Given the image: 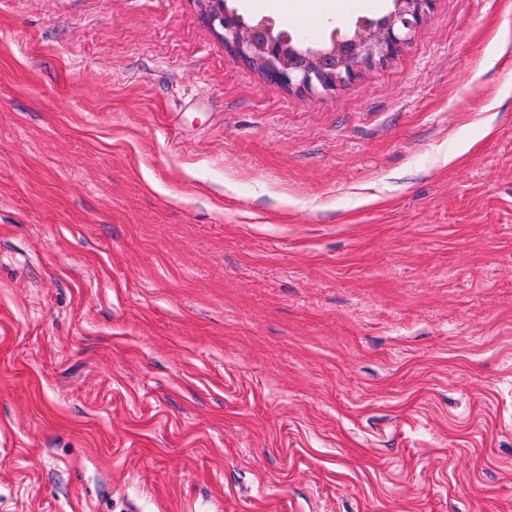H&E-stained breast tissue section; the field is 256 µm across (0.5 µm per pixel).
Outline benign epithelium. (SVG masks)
Masks as SVG:
<instances>
[{
  "label": "benign epithelium",
  "instance_id": "1",
  "mask_svg": "<svg viewBox=\"0 0 512 512\" xmlns=\"http://www.w3.org/2000/svg\"><path fill=\"white\" fill-rule=\"evenodd\" d=\"M203 19L239 57L266 71L269 80L289 89L326 94L358 79L370 66L383 65L408 43L432 0H392L381 19L358 26L350 35L332 33L329 41L294 43L263 17L247 22L226 0H199Z\"/></svg>",
  "mask_w": 512,
  "mask_h": 512
}]
</instances>
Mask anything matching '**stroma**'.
<instances>
[{"instance_id": "obj_1", "label": "stroma", "mask_w": 512, "mask_h": 512, "mask_svg": "<svg viewBox=\"0 0 512 512\" xmlns=\"http://www.w3.org/2000/svg\"><path fill=\"white\" fill-rule=\"evenodd\" d=\"M508 84L512 0L333 94L196 0H0V512H512Z\"/></svg>"}]
</instances>
